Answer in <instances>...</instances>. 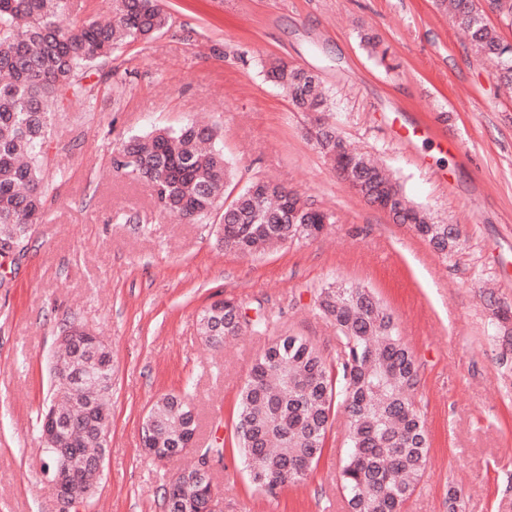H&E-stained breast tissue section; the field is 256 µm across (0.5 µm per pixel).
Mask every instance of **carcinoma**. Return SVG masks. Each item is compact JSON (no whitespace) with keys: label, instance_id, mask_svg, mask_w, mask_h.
Returning <instances> with one entry per match:
<instances>
[{"label":"carcinoma","instance_id":"1","mask_svg":"<svg viewBox=\"0 0 512 512\" xmlns=\"http://www.w3.org/2000/svg\"><path fill=\"white\" fill-rule=\"evenodd\" d=\"M446 8L468 33L474 52L493 64L501 83L511 85L512 42L489 25L480 0H448ZM67 9V0H0V244L26 247L33 226L43 220L55 113L91 99L93 87L83 84L89 71L112 77L108 66L116 49L148 41L171 25L159 0H110L112 21L92 20L75 32L64 25ZM266 77L295 108L326 111L316 74L278 60L270 63ZM311 137L339 176L370 203L396 199L395 220L413 225L438 253L446 256L461 247L460 229L432 222L368 154L349 149L333 125L318 124ZM113 167L146 181L160 211L193 222L218 220L217 245L229 252L262 254L274 245L314 239L333 223L331 213L309 208L297 193L261 179L228 197L234 174L214 126L188 121L129 135ZM317 302L336 327L341 346L336 368L310 339L289 334L272 339L255 358L239 393L235 421V447L248 481L269 495L302 481L317 467L341 405L349 434L339 487L350 512H403L419 487L430 450L427 420L415 401L416 356L371 290L330 286L320 290ZM214 319L211 308L203 310L202 335L215 348L244 330L257 336L268 330L266 317L252 318L232 300L224 301L222 324ZM59 359L80 375V382L70 391L54 386L50 406L70 427L79 452L72 467L80 469L102 448L98 414L107 406L98 381L112 374V353L91 344L68 349ZM149 414L159 448H174L180 438L196 434V415L181 395H161ZM194 453L199 465L217 463L224 446L212 443ZM175 481L163 488L162 508L202 512L205 498L194 486H182V493L195 507L168 504V488Z\"/></svg>","mask_w":512,"mask_h":512}]
</instances>
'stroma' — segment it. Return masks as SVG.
<instances>
[{
    "label": "stroma",
    "instance_id": "stroma-1",
    "mask_svg": "<svg viewBox=\"0 0 512 512\" xmlns=\"http://www.w3.org/2000/svg\"><path fill=\"white\" fill-rule=\"evenodd\" d=\"M171 27L119 47L118 80L93 73L92 111L73 103L52 127L53 189L24 257L0 289V512H62L42 471L40 419L53 390L50 359L66 324L112 350L109 451L80 512H159L163 485L189 454L147 456L141 427L163 393L188 395L197 444L223 442L213 483L224 512H348L337 486L348 421L337 412L325 452L303 482L276 495L250 489L234 449L239 392L269 339L308 337L335 363V327L319 312L329 284L371 289L414 351L415 399L429 462L407 512H512V352L497 308L512 309V91L499 89L440 0H162ZM377 37L379 61L366 45ZM274 60L317 74L330 122L377 158L435 222L461 229L442 256L351 189L306 134L315 113L269 83ZM206 118L244 186L262 178L333 214L313 241L257 256L217 247L216 227L159 211L150 185L114 170L120 140ZM425 123L412 146L394 122ZM234 299L270 317L266 335L209 347L198 315Z\"/></svg>",
    "mask_w": 512,
    "mask_h": 512
}]
</instances>
